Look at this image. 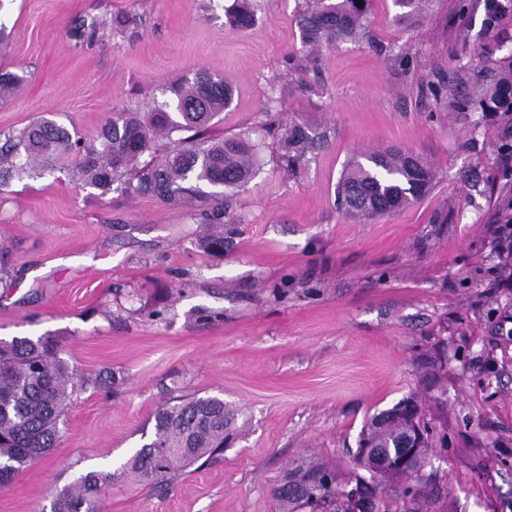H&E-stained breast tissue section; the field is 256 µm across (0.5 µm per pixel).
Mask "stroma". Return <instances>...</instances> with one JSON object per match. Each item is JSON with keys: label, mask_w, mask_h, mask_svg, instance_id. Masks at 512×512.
Listing matches in <instances>:
<instances>
[{"label": "stroma", "mask_w": 512, "mask_h": 512, "mask_svg": "<svg viewBox=\"0 0 512 512\" xmlns=\"http://www.w3.org/2000/svg\"><path fill=\"white\" fill-rule=\"evenodd\" d=\"M0 0V68L22 76L0 131L49 117L84 138L115 112L151 111L206 69L232 89L214 132L258 146L256 177L224 195L226 217L114 191L89 196L69 172L0 189V338L55 336L83 379L43 460L0 487V512H51L56 490L120 469L156 409L223 398V452L161 486L126 477L99 512H281L272 490L312 460L347 478L362 427L409 393L432 429L424 468L438 486L418 512H512V255L493 230L512 202L499 146L512 121L481 111L512 46V12L432 0L413 23L373 0L365 34L308 55L305 0ZM104 23L80 43L79 18ZM470 108L459 109V96ZM321 136L296 173L279 140ZM397 148L433 172L430 190L368 221L336 185L355 155ZM224 238L220 252L200 242ZM236 2V7L228 13V22L238 30L248 29L256 21L254 5L251 0H237Z\"/></svg>", "instance_id": "obj_1"}]
</instances>
